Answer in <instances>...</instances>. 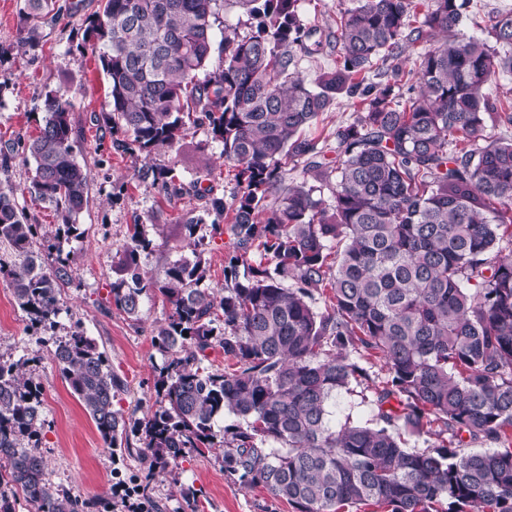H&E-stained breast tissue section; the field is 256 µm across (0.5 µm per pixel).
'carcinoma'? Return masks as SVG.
Returning a JSON list of instances; mask_svg holds the SVG:
<instances>
[{
    "mask_svg": "<svg viewBox=\"0 0 512 512\" xmlns=\"http://www.w3.org/2000/svg\"><path fill=\"white\" fill-rule=\"evenodd\" d=\"M218 2L103 0L81 44L108 78L102 119L115 151L147 158L200 124L235 171L224 290L202 287L196 222L185 225L191 255L162 285L140 265L152 247L140 225L119 258L117 309L138 318L151 290L171 305L153 337L168 355L154 410L119 416L121 381L97 339L78 322L56 335L66 261L1 188L0 278L49 334L53 363L110 448L139 435L161 469L190 448H222L224 471L296 512H512V139L487 133L512 113L486 92L512 74V13L491 19V46L462 31L465 0H429L418 26L416 0H350L327 34L304 19L303 0H236L256 24L244 36L226 25L218 41ZM47 7L24 0L20 45H38ZM437 35L407 85L403 41ZM335 49V68L302 74L301 61ZM382 72L389 79L374 81ZM341 93L363 112L336 128L329 160L301 133ZM43 109L28 192L59 217L55 238H79L89 174L73 155L65 92L48 91ZM290 164L302 180L288 179ZM137 178L181 191L147 162ZM215 347L233 372L201 367ZM371 358L386 370L372 388L375 421L336 424V393L371 380ZM30 363L0 356V512H16L20 493L33 512H85L95 504L46 478ZM226 410L238 422L219 438ZM421 435L435 441L406 447ZM479 440L495 448L469 449Z\"/></svg>",
    "mask_w": 512,
    "mask_h": 512,
    "instance_id": "1",
    "label": "carcinoma"
}]
</instances>
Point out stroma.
<instances>
[{
    "label": "stroma",
    "mask_w": 512,
    "mask_h": 512,
    "mask_svg": "<svg viewBox=\"0 0 512 512\" xmlns=\"http://www.w3.org/2000/svg\"><path fill=\"white\" fill-rule=\"evenodd\" d=\"M101 0H50V12L40 23L41 42L29 50L18 47L24 20L22 0H0V151L8 154L0 166V185L16 188L19 209L40 234H54L58 219L53 209L34 201L27 187L34 163L25 149L42 124V101L47 91H67L75 127L74 150L90 173L87 207L79 222L85 233L61 243L68 257V277L60 286L65 307L58 335L81 322L87 335L101 339L112 369L124 389L114 410L134 420L149 413L156 400L154 383L166 358L152 344L171 307L160 293L145 299L138 319L116 309L110 288L116 275L112 260L123 250L133 225H140L153 243L142 253L149 278L162 283L169 264L189 255L184 226L195 220L205 238V284L224 285V265L231 250L228 234L214 232L209 197L231 199L237 186L231 165L206 127L191 128L175 146L155 152L154 165L170 169L180 194L170 196L160 186L133 176L135 158L115 151L112 135L100 121L108 111L107 80L91 50L80 49L83 32L98 12ZM360 113L357 99L339 95L308 136L334 146L339 125L352 123ZM40 332L29 328L11 288L0 281V355L37 360L35 376L43 387L46 424L38 447L52 485H61L80 499L93 501L91 512H109L117 493L138 487L134 500L142 512H295L286 500L260 487L249 488L227 476L221 449L189 452L179 466L154 473L144 444L137 437L117 448L107 447L82 401L52 362Z\"/></svg>",
    "instance_id": "obj_1"
}]
</instances>
